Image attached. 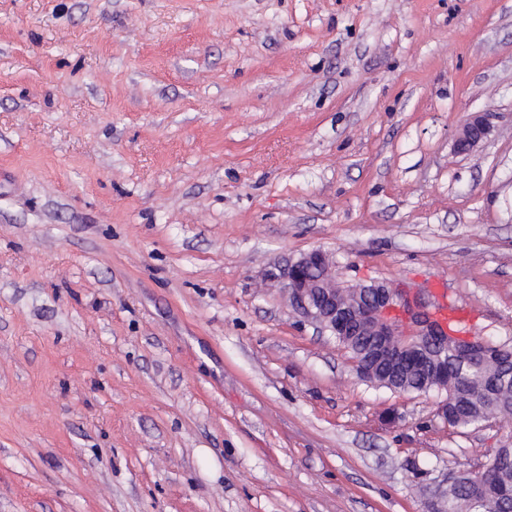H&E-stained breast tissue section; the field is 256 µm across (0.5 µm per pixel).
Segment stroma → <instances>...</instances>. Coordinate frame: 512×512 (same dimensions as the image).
I'll return each instance as SVG.
<instances>
[{"instance_id": "stroma-1", "label": "stroma", "mask_w": 512, "mask_h": 512, "mask_svg": "<svg viewBox=\"0 0 512 512\" xmlns=\"http://www.w3.org/2000/svg\"><path fill=\"white\" fill-rule=\"evenodd\" d=\"M315 249L512 348V0H0V512H445L512 418L362 381ZM492 114L483 112L469 117L455 141L458 153H469L487 140L493 131ZM431 291L435 297L431 312L441 324L455 323L462 324L466 318V312L455 306L448 299V289L440 282L431 284Z\"/></svg>"}]
</instances>
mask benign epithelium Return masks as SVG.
Masks as SVG:
<instances>
[{"label":"benign epithelium","mask_w":512,"mask_h":512,"mask_svg":"<svg viewBox=\"0 0 512 512\" xmlns=\"http://www.w3.org/2000/svg\"><path fill=\"white\" fill-rule=\"evenodd\" d=\"M492 131V114L472 115L455 141L457 152L473 151ZM334 267L324 252L313 250L288 262L276 279L294 310L322 331L369 337L367 358L355 359L358 376L416 371L435 382L448 381V332L430 318V300L385 282L341 287ZM454 348L483 366L494 362L487 345L472 336L457 337Z\"/></svg>","instance_id":"1"}]
</instances>
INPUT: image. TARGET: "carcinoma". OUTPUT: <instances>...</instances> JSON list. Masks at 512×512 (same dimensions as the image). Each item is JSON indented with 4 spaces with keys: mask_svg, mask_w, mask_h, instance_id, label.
Returning <instances> with one entry per match:
<instances>
[{
    "mask_svg": "<svg viewBox=\"0 0 512 512\" xmlns=\"http://www.w3.org/2000/svg\"><path fill=\"white\" fill-rule=\"evenodd\" d=\"M509 354L498 353L497 364L468 370L464 388L448 386L443 393L448 396V424L467 428L483 422L486 412L493 411L499 417H512V381L487 387V380L498 375L508 363ZM425 386V380L415 373H409L396 380L381 383V387L397 391L416 392ZM484 492L481 502L468 501L471 488L464 477L454 485L448 497V512H512V500L499 497L498 488L505 482L512 483V456L500 461L483 476Z\"/></svg>",
    "mask_w": 512,
    "mask_h": 512,
    "instance_id": "obj_1",
    "label": "carcinoma"
}]
</instances>
